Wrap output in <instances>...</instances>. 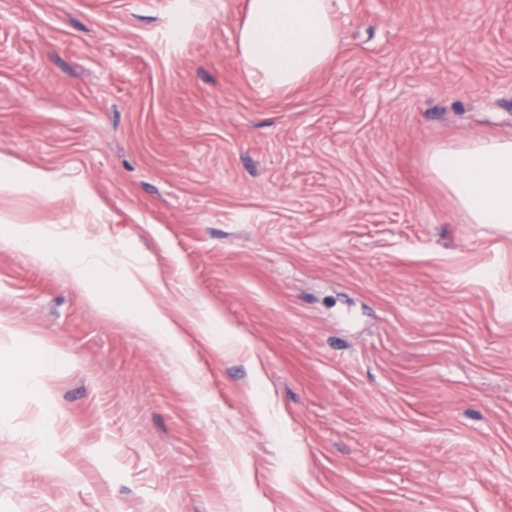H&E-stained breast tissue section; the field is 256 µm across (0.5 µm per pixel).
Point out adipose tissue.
<instances>
[{
	"label": "adipose tissue",
	"instance_id": "1",
	"mask_svg": "<svg viewBox=\"0 0 512 512\" xmlns=\"http://www.w3.org/2000/svg\"><path fill=\"white\" fill-rule=\"evenodd\" d=\"M331 13L332 0H250L239 33L240 56L265 87H293L335 54L338 33ZM427 164L470 223L512 224V139L444 144L434 149ZM0 231L17 246L39 251L49 263L67 264L78 279L104 254L100 244L85 242L76 249L43 229L22 231L6 224ZM93 296L112 317L142 322L150 335L178 347L175 330L146 290L97 288Z\"/></svg>",
	"mask_w": 512,
	"mask_h": 512
}]
</instances>
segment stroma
<instances>
[{
  "instance_id": "1",
  "label": "stroma",
  "mask_w": 512,
  "mask_h": 512,
  "mask_svg": "<svg viewBox=\"0 0 512 512\" xmlns=\"http://www.w3.org/2000/svg\"><path fill=\"white\" fill-rule=\"evenodd\" d=\"M248 2L0 0V159L51 185L0 219L112 246L80 281L0 240V356L51 403L0 512H512V229L427 166L512 137V0H336L276 92ZM121 266L181 350L93 301Z\"/></svg>"
}]
</instances>
